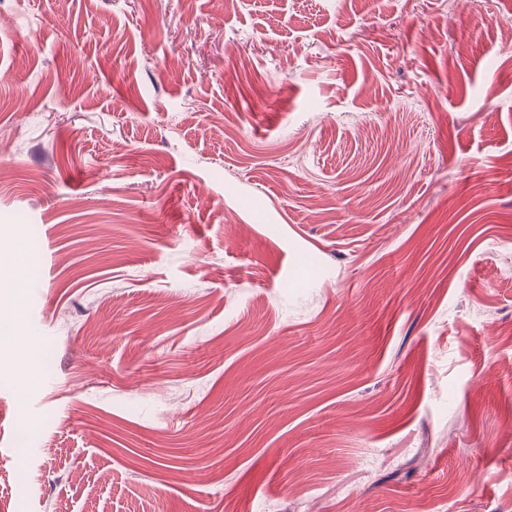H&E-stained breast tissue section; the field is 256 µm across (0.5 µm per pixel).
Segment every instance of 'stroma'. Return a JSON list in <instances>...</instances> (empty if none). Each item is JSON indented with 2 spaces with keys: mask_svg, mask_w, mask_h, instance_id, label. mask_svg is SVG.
Instances as JSON below:
<instances>
[{
  "mask_svg": "<svg viewBox=\"0 0 512 512\" xmlns=\"http://www.w3.org/2000/svg\"><path fill=\"white\" fill-rule=\"evenodd\" d=\"M509 28L0 0V512H512Z\"/></svg>",
  "mask_w": 512,
  "mask_h": 512,
  "instance_id": "stroma-1",
  "label": "stroma"
}]
</instances>
